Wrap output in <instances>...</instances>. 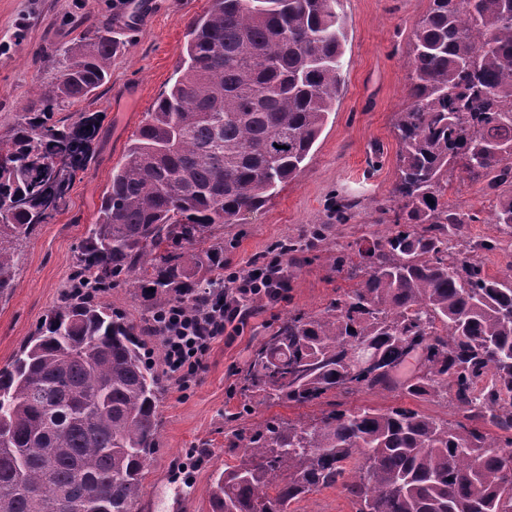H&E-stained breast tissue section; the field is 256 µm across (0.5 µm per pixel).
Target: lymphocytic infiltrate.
<instances>
[{"label": "lymphocytic infiltrate", "mask_w": 512, "mask_h": 512, "mask_svg": "<svg viewBox=\"0 0 512 512\" xmlns=\"http://www.w3.org/2000/svg\"><path fill=\"white\" fill-rule=\"evenodd\" d=\"M284 289L279 273L271 272L269 267L257 271L228 269L224 272L223 290L195 311L174 304L154 313L151 330L162 340L164 365L179 389H187L195 382L205 356L228 326L245 321L241 301L256 295L275 300Z\"/></svg>", "instance_id": "obj_1"}]
</instances>
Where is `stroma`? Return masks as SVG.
Wrapping results in <instances>:
<instances>
[{"label": "stroma", "instance_id": "stroma-1", "mask_svg": "<svg viewBox=\"0 0 512 512\" xmlns=\"http://www.w3.org/2000/svg\"><path fill=\"white\" fill-rule=\"evenodd\" d=\"M210 0H0V133L21 116L38 83H48L61 49L86 31L111 28L118 48L110 77L78 111L98 115L90 161L78 169L58 212L23 245L12 293L0 299V367L34 336L47 314L69 289L75 258L97 218L100 195L123 161L132 135L168 89L181 63L187 26ZM430 0H341L348 42L342 91L305 168L261 209L224 226V263L245 269L277 254L280 242L305 240L312 225H327L318 249L297 256L288 268L289 287L249 318L243 329L227 331L205 357L195 384L182 391L167 383L159 404L156 448L145 469L135 512H212L208 488L215 471L234 464L226 418L251 425L282 417L305 419L320 406L254 404L244 412L239 378L255 348L272 327L294 311H323L337 291L349 288L337 274L339 250L377 229L378 200L396 183L394 133L397 114L409 104L407 76L414 31ZM343 194L358 202L352 219L334 225L331 200ZM450 203L478 213L468 227L473 239L499 236L497 251L484 254L488 273L512 267V235H501L489 217L496 203L484 184L454 180ZM100 302L144 327L150 303L131 281L105 289ZM349 410L411 406L399 393L362 389L338 397ZM420 410L451 420L463 413L443 402H419Z\"/></svg>", "mask_w": 512, "mask_h": 512}]
</instances>
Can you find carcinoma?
Returning a JSON list of instances; mask_svg holds the SVG:
<instances>
[{"mask_svg": "<svg viewBox=\"0 0 512 512\" xmlns=\"http://www.w3.org/2000/svg\"><path fill=\"white\" fill-rule=\"evenodd\" d=\"M339 0H211L187 28L171 87L112 170L75 278L108 288L130 276L156 309L195 310L224 285L216 231L260 209L305 166L339 96L347 40ZM108 29L63 51L51 83L0 136V297L23 243L58 210L86 164L96 117L54 119L109 76ZM410 104L398 113V179L377 202L393 223L336 254L355 287L320 313L288 315L242 375L258 397L321 404L361 388L400 390L464 412L332 405L309 420L231 430L237 463L213 478L212 512H288L342 486L356 512H512V268L489 276L448 202L460 170L495 191L491 223L512 228V0H430L414 32ZM432 201H427V198ZM357 202L332 204L336 223ZM280 245L288 255L312 250ZM209 243L208 248H199ZM363 345L370 367L355 371ZM160 375L125 317L68 291L0 368V512H134L159 430Z\"/></svg>", "mask_w": 512, "mask_h": 512, "instance_id": "cac0c4a2", "label": "carcinoma"}]
</instances>
